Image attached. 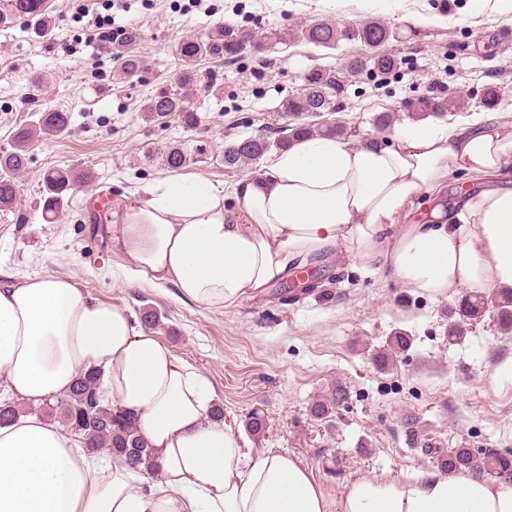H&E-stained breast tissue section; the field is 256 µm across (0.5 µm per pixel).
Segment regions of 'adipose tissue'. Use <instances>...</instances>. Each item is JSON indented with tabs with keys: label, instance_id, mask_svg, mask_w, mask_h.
Wrapping results in <instances>:
<instances>
[{
	"label": "adipose tissue",
	"instance_id": "1",
	"mask_svg": "<svg viewBox=\"0 0 512 512\" xmlns=\"http://www.w3.org/2000/svg\"><path fill=\"white\" fill-rule=\"evenodd\" d=\"M511 170V112L407 122L360 143L314 135L227 189L158 180L113 206L108 231L128 279L215 310L334 255L422 294L485 296L512 288ZM458 171L468 183L449 188ZM90 371L136 418L159 480L39 415ZM0 388L24 408L0 427V512H512V484L487 476H363L334 498L292 455L245 456L213 418L205 378L71 276L0 286Z\"/></svg>",
	"mask_w": 512,
	"mask_h": 512
}]
</instances>
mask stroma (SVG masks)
<instances>
[{
  "instance_id": "stroma-1",
  "label": "stroma",
  "mask_w": 512,
  "mask_h": 512,
  "mask_svg": "<svg viewBox=\"0 0 512 512\" xmlns=\"http://www.w3.org/2000/svg\"><path fill=\"white\" fill-rule=\"evenodd\" d=\"M121 2L111 14L136 35L132 49L146 67L138 79L117 76L123 45H88V21L73 0H47L46 37L24 18L0 24V150L36 113L55 110L69 119L67 131L30 143L16 201L0 210V283L72 276L92 296L128 306L136 320L157 312L154 333L208 379L244 453L292 455L334 497L361 476L404 481L438 469V448L512 450V335L501 334L494 312L449 338L456 298L420 295L388 271L344 256L321 268L325 295L286 305L268 290L213 311L177 300L173 290L129 282L123 258L105 237V212L94 203L101 196L116 204L166 177L161 155L173 142L193 156L183 174L214 185L226 188L258 172V160L225 167V145L275 135L284 123L278 107L308 69L341 72L363 52L355 41L326 49L291 37L270 45L262 63L249 52L231 63L202 60L201 70L219 71L222 79L217 89L197 88L200 121L186 129L141 112L144 99L178 72L182 40L205 37L221 23L266 33L313 20L348 26L371 17L399 28V39L387 46L397 68L349 78L335 111L322 116L352 128L359 141L378 113L407 122V103L425 93L464 99L463 110L443 114L446 122L478 111L490 83L502 89L499 111L512 110V49L485 48L512 24L499 0ZM52 167L91 179L73 189L64 212L49 223L39 202L42 176ZM398 333L408 336V347L381 366L379 352ZM338 388L345 402L329 418L315 419L312 405ZM255 412L266 422L260 435L247 428Z\"/></svg>"
}]
</instances>
